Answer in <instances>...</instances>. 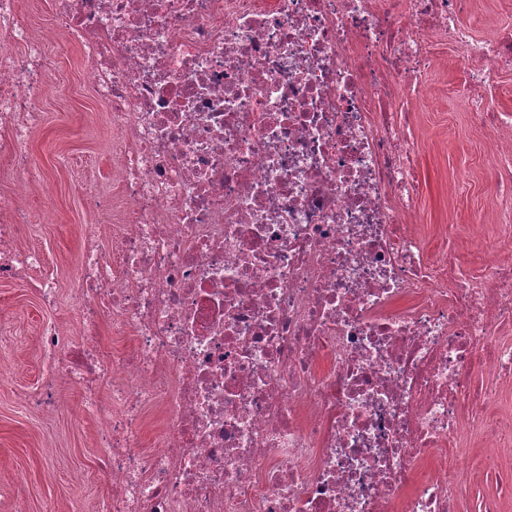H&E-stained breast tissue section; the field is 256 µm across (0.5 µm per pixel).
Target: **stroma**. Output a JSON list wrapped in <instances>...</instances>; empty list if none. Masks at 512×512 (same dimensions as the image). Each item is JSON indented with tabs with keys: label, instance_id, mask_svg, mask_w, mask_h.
Listing matches in <instances>:
<instances>
[{
	"label": "stroma",
	"instance_id": "stroma-1",
	"mask_svg": "<svg viewBox=\"0 0 512 512\" xmlns=\"http://www.w3.org/2000/svg\"><path fill=\"white\" fill-rule=\"evenodd\" d=\"M86 62L77 43L58 56L28 140L43 179L27 196L32 222L20 244L42 254L43 273L56 281V301L47 305L26 285L0 281V315L12 330L0 336V364L8 369L0 381V512H95L112 494L99 474L98 423L83 410L84 389L61 385L53 406L29 403L49 369L39 330L69 310L87 234L99 230L101 247H112V214L98 205L118 193L112 125L83 79ZM414 112L424 246L438 256L437 231L444 226L460 253L471 256L492 232L494 191L485 139L468 126L462 60L452 47H437ZM476 215L482 223H473Z\"/></svg>",
	"mask_w": 512,
	"mask_h": 512
}]
</instances>
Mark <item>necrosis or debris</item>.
Returning a JSON list of instances; mask_svg holds the SVG:
<instances>
[{
	"label": "necrosis or debris",
	"mask_w": 512,
	"mask_h": 512,
	"mask_svg": "<svg viewBox=\"0 0 512 512\" xmlns=\"http://www.w3.org/2000/svg\"><path fill=\"white\" fill-rule=\"evenodd\" d=\"M471 0H55L32 37L0 0V279L42 263L15 224L40 177L28 133L59 33L112 119L121 220L86 239L74 310L130 352L55 367L112 386L100 512H458L459 463L512 512V18L479 39ZM471 63L470 126L501 184L468 266L430 258L405 113L441 42ZM21 45L22 53L11 50ZM169 421L145 447L143 415ZM487 104L491 108H512V74L502 76L487 94ZM15 162L0 156V207L11 202L15 188Z\"/></svg>",
	"instance_id": "obj_1"
}]
</instances>
